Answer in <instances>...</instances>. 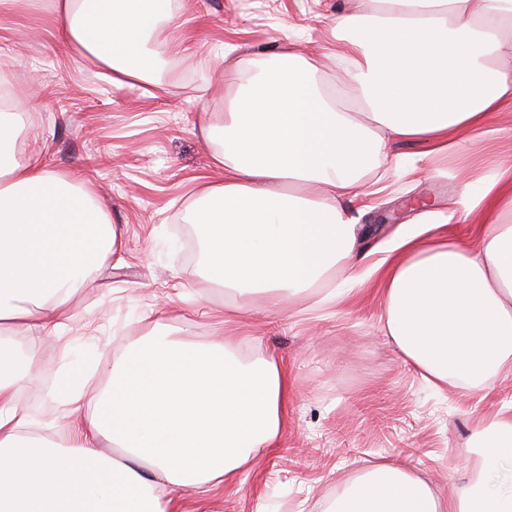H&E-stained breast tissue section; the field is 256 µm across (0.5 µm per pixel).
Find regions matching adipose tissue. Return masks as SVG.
Returning a JSON list of instances; mask_svg holds the SVG:
<instances>
[{
  "label": "adipose tissue",
  "mask_w": 512,
  "mask_h": 512,
  "mask_svg": "<svg viewBox=\"0 0 512 512\" xmlns=\"http://www.w3.org/2000/svg\"><path fill=\"white\" fill-rule=\"evenodd\" d=\"M366 22L332 43L353 99L313 81L304 52L237 59L236 92L202 115L220 140L212 175L190 211L204 242L203 271L238 310L315 291L331 311L382 283V330L437 393L471 390L512 373V163L463 168L447 206L425 210L383 257L337 282L357 226L342 206L397 141L454 156L512 109V0H371ZM52 8L70 49L114 85H148L172 44L158 35L172 0H0V12ZM342 94V95H343ZM20 114L0 116V512H177V489L248 473L281 437L292 385L275 359L243 363L239 336L191 345L154 324L112 367V389L85 398L86 377L61 378L72 412L92 407L69 448L26 436L16 397L38 362L19 359L12 335L56 334L72 297L122 244L95 188L19 154ZM466 221L464 244L444 233ZM114 452L97 449L99 438ZM473 457L454 498L409 470L382 464L330 512H512V487L493 488L512 464V417L477 423Z\"/></svg>",
  "instance_id": "obj_1"
}]
</instances>
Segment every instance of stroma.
Wrapping results in <instances>:
<instances>
[{
  "mask_svg": "<svg viewBox=\"0 0 512 512\" xmlns=\"http://www.w3.org/2000/svg\"><path fill=\"white\" fill-rule=\"evenodd\" d=\"M368 7L367 0H181L160 29L178 35L184 52L159 61L148 90L98 77L64 43L49 8L0 16V83L19 106L34 82L42 84L17 151L44 153L51 170L90 182L123 240L71 301L63 333L13 339L18 357L34 344L42 362L17 395L30 434L61 443L70 428L86 424L85 415L69 413L56 399L57 378L94 355L100 365L90 372L88 392H102L112 363L159 320L192 343L243 337L241 356H274L293 387L280 444L234 485L184 490L180 512H326L380 463L411 469L441 496H455L468 466L461 449L476 419L512 404V376H498L475 393L432 391L382 335L376 282L325 319L298 297L225 322L233 295L213 287L199 272V258L177 242L176 228L196 198L195 179L210 174L217 148L200 135V117L220 111L234 90L223 66L206 68L203 59L228 43L244 57L322 47L333 39L337 16ZM499 123L502 133L462 143L461 152L512 162V112ZM386 182L379 192L365 182L348 204L361 225L356 254L375 252L403 225L419 223L418 198L447 203L460 174L452 167L405 176L393 169Z\"/></svg>",
  "mask_w": 512,
  "mask_h": 512,
  "instance_id": "stroma-1",
  "label": "stroma"
}]
</instances>
